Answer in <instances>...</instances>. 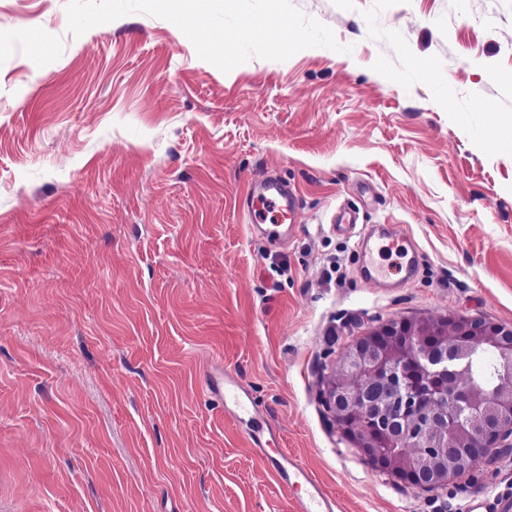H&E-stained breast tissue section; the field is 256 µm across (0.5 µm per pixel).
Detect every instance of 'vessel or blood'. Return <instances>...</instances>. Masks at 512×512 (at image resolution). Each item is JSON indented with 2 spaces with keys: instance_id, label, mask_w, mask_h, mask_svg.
Here are the masks:
<instances>
[{
  "instance_id": "obj_1",
  "label": "vessel or blood",
  "mask_w": 512,
  "mask_h": 512,
  "mask_svg": "<svg viewBox=\"0 0 512 512\" xmlns=\"http://www.w3.org/2000/svg\"><path fill=\"white\" fill-rule=\"evenodd\" d=\"M255 229L272 240L286 239L295 227L296 199L287 185L280 179L262 177L256 179L243 201ZM332 228L338 235L351 234L358 237L360 271L370 284L380 288L395 287L397 281L390 277L391 271H399L401 280L410 281L416 268L414 257L396 262L394 269L375 265L373 253L376 245L385 239L400 240L401 234L392 224H358L354 213L341 208L336 212ZM209 395L223 405L225 415L235 421L247 423L244 435L254 451L266 459L276 482L289 490H300L295 500L296 512H335L336 501L328 497L310 469L298 459L276 447L278 434L274 429L263 427L257 417L249 388L231 374H209L205 380Z\"/></svg>"
}]
</instances>
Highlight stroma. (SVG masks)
Instances as JSON below:
<instances>
[{
    "instance_id": "obj_1",
    "label": "stroma",
    "mask_w": 512,
    "mask_h": 512,
    "mask_svg": "<svg viewBox=\"0 0 512 512\" xmlns=\"http://www.w3.org/2000/svg\"><path fill=\"white\" fill-rule=\"evenodd\" d=\"M292 3L340 51L225 73L162 18L77 37L67 0H0V512H295L217 368L337 512L512 504V449L426 493L321 402L379 322L512 327V0ZM266 173L300 200L283 242L241 207ZM344 203L415 241L413 280L362 279Z\"/></svg>"
}]
</instances>
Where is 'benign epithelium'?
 Returning <instances> with one entry per match:
<instances>
[{
	"mask_svg": "<svg viewBox=\"0 0 512 512\" xmlns=\"http://www.w3.org/2000/svg\"><path fill=\"white\" fill-rule=\"evenodd\" d=\"M511 327L481 319L389 320L371 326L348 345L336 374L328 379L323 401L336 425L371 466L399 478L416 477L420 488L445 487L460 470L479 467L492 449L510 446L512 396L500 389L455 388L447 392L453 370L448 361L457 343L501 344ZM369 386L391 402L395 424H382L378 406L365 400ZM482 401L486 412L463 431L466 444L448 447V432L460 428L458 415ZM437 450V462L423 468V449Z\"/></svg>",
	"mask_w": 512,
	"mask_h": 512,
	"instance_id": "7a95c632",
	"label": "benign epithelium"
}]
</instances>
